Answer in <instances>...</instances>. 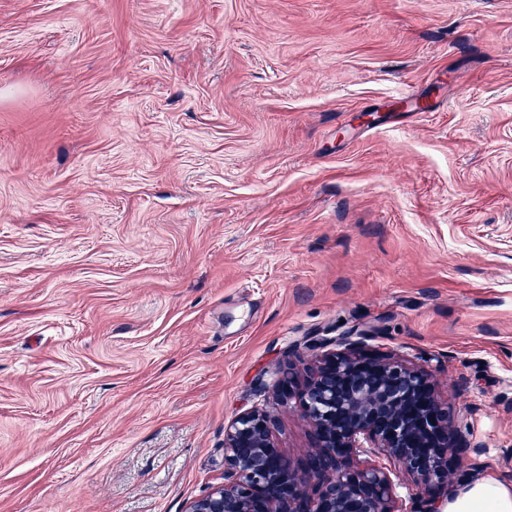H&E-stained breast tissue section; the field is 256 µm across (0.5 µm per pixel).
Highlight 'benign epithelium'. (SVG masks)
<instances>
[{
	"mask_svg": "<svg viewBox=\"0 0 512 512\" xmlns=\"http://www.w3.org/2000/svg\"><path fill=\"white\" fill-rule=\"evenodd\" d=\"M279 388L314 429L303 467L275 445L268 414L241 413L224 428V485L188 512H401L389 470L355 465L364 444L382 449L429 497L468 447L428 375L402 361L348 347L323 354L303 383L284 373Z\"/></svg>",
	"mask_w": 512,
	"mask_h": 512,
	"instance_id": "obj_1",
	"label": "benign epithelium"
}]
</instances>
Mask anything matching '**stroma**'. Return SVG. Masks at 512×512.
<instances>
[{
  "instance_id": "35a3bbf8",
  "label": "stroma",
  "mask_w": 512,
  "mask_h": 512,
  "mask_svg": "<svg viewBox=\"0 0 512 512\" xmlns=\"http://www.w3.org/2000/svg\"><path fill=\"white\" fill-rule=\"evenodd\" d=\"M427 112L403 110L405 97ZM353 343L512 452V0H0V512H187Z\"/></svg>"
}]
</instances>
